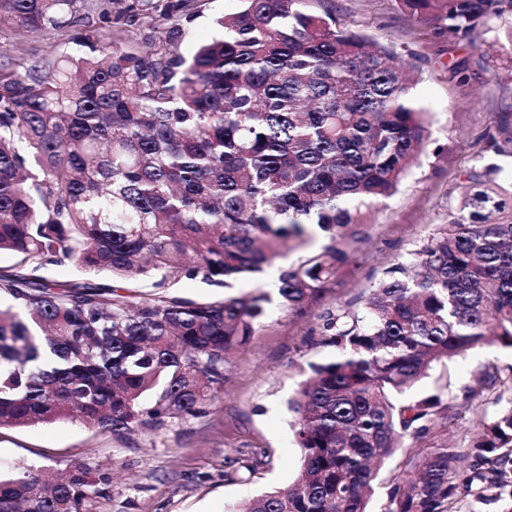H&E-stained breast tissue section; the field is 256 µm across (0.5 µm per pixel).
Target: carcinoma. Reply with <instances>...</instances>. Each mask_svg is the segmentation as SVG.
<instances>
[{"instance_id": "carcinoma-1", "label": "carcinoma", "mask_w": 512, "mask_h": 512, "mask_svg": "<svg viewBox=\"0 0 512 512\" xmlns=\"http://www.w3.org/2000/svg\"><path fill=\"white\" fill-rule=\"evenodd\" d=\"M162 6L158 49L63 56L45 79L0 78V426L78 414L123 436L196 417L224 392L227 355L272 302L225 289L305 252L277 276L288 311L317 296L346 254L344 232L397 193L429 145V109L405 48L382 44L316 0H237L222 34L183 55ZM403 16L472 43L512 16V0H394ZM75 0H0L33 32L77 23ZM484 71L512 87V27ZM487 150L512 157V112ZM468 193L407 263L359 306L322 324L338 355L310 365L291 401L299 477L232 512H367L397 459L383 512H512V373L479 370L504 406L466 447L432 439L466 409L444 403L448 362L487 342L512 348V177L478 156ZM317 225L328 239L308 252ZM73 265L89 275H38ZM186 280L209 291L187 296ZM152 282L157 292L137 287ZM441 370L434 392L400 396ZM410 434L423 448H401ZM103 490L74 470L56 481L20 462L0 476V512H89Z\"/></svg>"}]
</instances>
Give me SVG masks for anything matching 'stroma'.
Masks as SVG:
<instances>
[{"instance_id":"1","label":"stroma","mask_w":512,"mask_h":512,"mask_svg":"<svg viewBox=\"0 0 512 512\" xmlns=\"http://www.w3.org/2000/svg\"><path fill=\"white\" fill-rule=\"evenodd\" d=\"M336 12L373 39L408 46L421 60L415 93L432 111L426 155L401 190L376 203L367 222L347 233V253L323 291L303 309L289 312L271 303L244 350L225 364L224 393L198 417L115 436L68 420L52 425L0 427V471L26 462L53 476L83 467L90 482L109 476L106 494L89 501L90 512H230L238 502L272 488H285L300 472L301 451L288 401L306 379L310 365L335 359L336 347L322 343L326 312L356 302L396 264L419 248L436 225L447 223L464 188L458 178L482 153L498 115L512 112V93L491 83L481 67L482 52L496 34L480 31L475 43L454 44L432 37L394 7L393 0H334ZM106 0H77V23L36 33L11 22L0 24V73L25 74L61 56L89 54L101 43L148 53L158 43L155 14L116 26L104 22ZM235 0H194L190 17L178 20L183 54L210 40L214 21L234 10ZM469 62L472 79L461 86L448 68ZM492 364L512 372V349L486 344L448 365L449 404H471L460 425L449 431L455 443L497 410L487 394H475V375Z\"/></svg>"}]
</instances>
